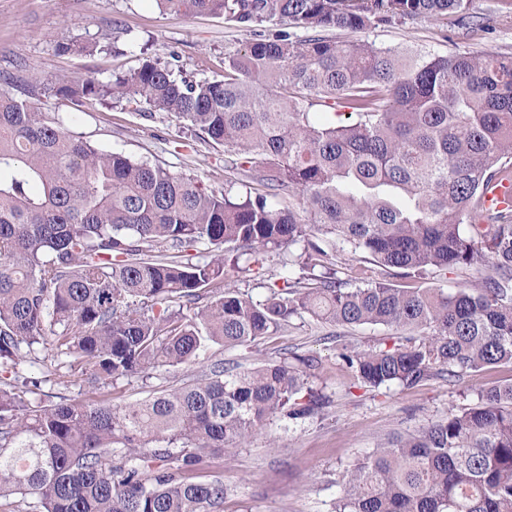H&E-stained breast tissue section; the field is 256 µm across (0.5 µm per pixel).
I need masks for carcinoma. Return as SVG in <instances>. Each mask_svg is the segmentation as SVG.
<instances>
[{
  "label": "carcinoma",
  "instance_id": "cac0c4a2",
  "mask_svg": "<svg viewBox=\"0 0 512 512\" xmlns=\"http://www.w3.org/2000/svg\"><path fill=\"white\" fill-rule=\"evenodd\" d=\"M164 12L218 15L255 39L224 77L193 80L146 60L108 82L60 76L40 95L129 99L226 147L268 193H221L147 161L101 151L63 118L0 90V367L50 350L85 375L88 395L47 402L40 382L0 381V497L40 512H214L224 481L199 479L266 419H306L325 399L310 355L208 371L118 405L102 387L194 362L210 342L258 347L294 317L406 328L339 359L361 386L415 387L512 364V211L483 215L485 187L512 172V55L377 48L360 32L467 14L469 0H156ZM61 52L111 51L109 42ZM342 103L325 123L314 100ZM288 189L299 208L270 198ZM203 250L190 254L187 248ZM297 247L262 300L224 288L223 252L258 262ZM373 265L361 285L329 251ZM491 260L453 293L387 280ZM193 309V316L183 314ZM336 512H512V383L463 412L381 442L343 476Z\"/></svg>",
  "mask_w": 512,
  "mask_h": 512
}]
</instances>
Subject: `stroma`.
<instances>
[{"instance_id": "stroma-1", "label": "stroma", "mask_w": 512, "mask_h": 512, "mask_svg": "<svg viewBox=\"0 0 512 512\" xmlns=\"http://www.w3.org/2000/svg\"><path fill=\"white\" fill-rule=\"evenodd\" d=\"M470 13L482 26L463 28L455 17L419 18L370 30L376 47H418L442 53L512 54V0H471ZM99 37L114 51L60 53L58 43ZM254 39L251 30L221 16L185 17L162 12L155 0H0V72L16 77L13 94L33 74L83 76L102 82L139 68L146 57L171 63L193 79L219 78L225 56ZM47 117H64L77 135L101 150L124 153L133 161L168 167L194 177L210 191H223L240 180L254 192L265 186L256 172L226 171L221 145L199 139L176 117L151 111L128 99L75 101L45 99ZM286 256L270 253L249 266L224 268V285L261 298L284 273ZM395 331L383 326H331L312 317L292 319L251 352L210 345L196 363L156 371L148 382L121 379L110 386L113 403L127 404L201 374L212 361L251 366L262 358L290 353L312 355L321 364L314 388L328 399L322 416L300 421L276 418L232 455L218 456L203 473L222 479L227 489L221 512H334L342 476L388 435L407 434L426 422L461 412L474 404L484 388L512 382V364L487 367L461 381L435 378L407 388L393 385L378 391L360 386L353 371L337 357L341 345L369 348L389 342ZM41 380V390L82 399L86 386L68 373L45 376L41 362L19 371L0 368V379Z\"/></svg>"}]
</instances>
